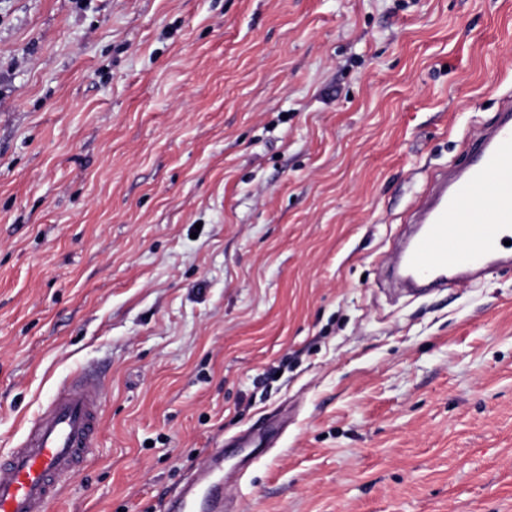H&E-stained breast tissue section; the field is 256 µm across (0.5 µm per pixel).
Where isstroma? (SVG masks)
Segmentation results:
<instances>
[{
  "mask_svg": "<svg viewBox=\"0 0 512 512\" xmlns=\"http://www.w3.org/2000/svg\"><path fill=\"white\" fill-rule=\"evenodd\" d=\"M509 96L512 0H0V454L95 367L55 512L218 447L226 512H512V266L379 279Z\"/></svg>",
  "mask_w": 512,
  "mask_h": 512,
  "instance_id": "35a3bbf8",
  "label": "stroma"
}]
</instances>
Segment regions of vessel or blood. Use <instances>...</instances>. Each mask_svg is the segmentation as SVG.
Masks as SVG:
<instances>
[{
  "instance_id": "vessel-or-blood-1",
  "label": "vessel or blood",
  "mask_w": 512,
  "mask_h": 512,
  "mask_svg": "<svg viewBox=\"0 0 512 512\" xmlns=\"http://www.w3.org/2000/svg\"><path fill=\"white\" fill-rule=\"evenodd\" d=\"M468 161L431 171L410 206L409 233L393 244L389 271L411 289L448 288L485 276L505 263L512 238V100L498 120L465 137ZM103 374L85 368L64 379L11 452L0 458V512H51L61 478L79 472L100 429ZM223 452L208 456L164 512H224V496L210 485Z\"/></svg>"
}]
</instances>
